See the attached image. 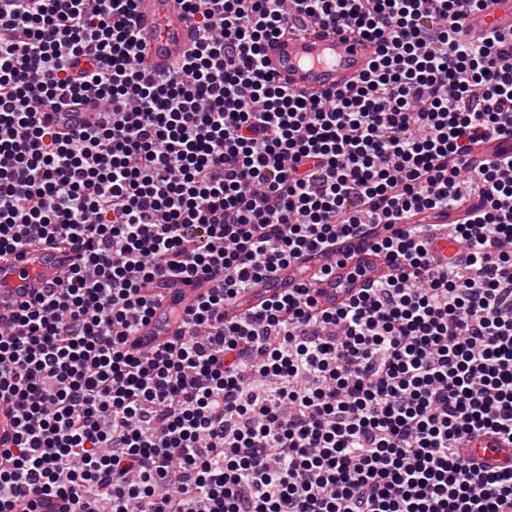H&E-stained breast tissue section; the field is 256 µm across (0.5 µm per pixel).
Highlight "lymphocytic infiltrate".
<instances>
[{
	"mask_svg": "<svg viewBox=\"0 0 512 512\" xmlns=\"http://www.w3.org/2000/svg\"><path fill=\"white\" fill-rule=\"evenodd\" d=\"M135 2L0 0V254L79 253L0 326V512H512V466L463 450L512 444V156L471 155L512 137V35L463 28L488 0H181L197 39L161 74ZM309 22L369 71L277 80L266 45ZM89 92L95 125H53ZM470 195L436 258L415 216ZM368 235L394 272L342 307L275 287ZM195 280L180 335L132 349L152 289ZM512 155V138H495L484 140L474 149L478 160H495ZM466 448L489 468H500L512 464V448L489 435H478Z\"/></svg>",
	"mask_w": 512,
	"mask_h": 512,
	"instance_id": "obj_1",
	"label": "lymphocytic infiltrate"
}]
</instances>
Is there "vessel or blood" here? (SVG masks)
Here are the masks:
<instances>
[{
  "label": "vessel or blood",
  "mask_w": 512,
  "mask_h": 512,
  "mask_svg": "<svg viewBox=\"0 0 512 512\" xmlns=\"http://www.w3.org/2000/svg\"><path fill=\"white\" fill-rule=\"evenodd\" d=\"M135 17L141 35L142 59L147 70L171 66L191 51L195 34L184 17L179 0H136ZM469 35L490 30L512 31V0H494L493 5L469 12L464 20ZM269 67L275 76L296 90L316 95L349 86L364 74L374 56L373 44L336 26H312L308 31L275 40L266 49ZM474 155L494 160L512 155V138L488 139L479 143ZM346 259L317 257L308 263L317 298L326 308L340 306L365 287L367 282L387 277L389 262L373 249L369 240L358 237L347 241ZM75 262L68 248H50L33 243L23 253L0 256V312L6 300H16L56 286ZM331 266V275L322 277V266ZM204 288L197 283L182 284L169 290L162 305L149 322L139 325L136 339L147 348L174 336L180 321L171 316L172 307L191 305ZM472 455L487 467L512 465V446L489 435L476 436L468 444Z\"/></svg>",
  "instance_id": "b4317fda"
}]
</instances>
